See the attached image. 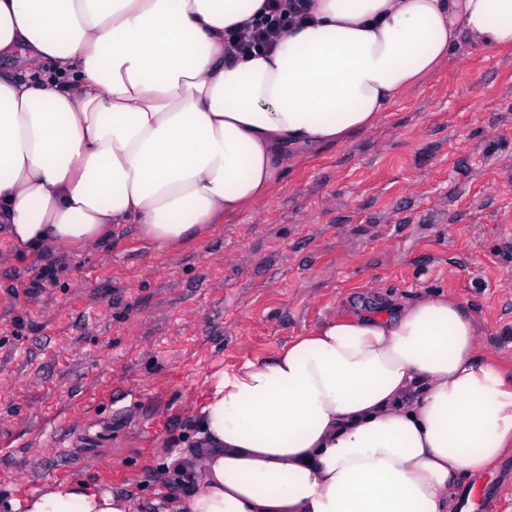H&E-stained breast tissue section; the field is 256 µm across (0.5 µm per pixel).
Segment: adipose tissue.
I'll return each instance as SVG.
<instances>
[{
	"instance_id": "ef3b65f1",
	"label": "adipose tissue",
	"mask_w": 512,
	"mask_h": 512,
	"mask_svg": "<svg viewBox=\"0 0 512 512\" xmlns=\"http://www.w3.org/2000/svg\"><path fill=\"white\" fill-rule=\"evenodd\" d=\"M265 0H0V232L79 248L117 224L162 246L263 201L288 156L345 143L460 33L512 47V0H310L268 54L224 31ZM476 322L429 296L327 321L223 373L162 512H450L462 475L512 448V385ZM23 512H134L77 482Z\"/></svg>"
}]
</instances>
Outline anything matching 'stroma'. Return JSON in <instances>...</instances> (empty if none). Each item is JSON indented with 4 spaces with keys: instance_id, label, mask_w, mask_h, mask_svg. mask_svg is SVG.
I'll return each instance as SVG.
<instances>
[{
    "instance_id": "stroma-1",
    "label": "stroma",
    "mask_w": 512,
    "mask_h": 512,
    "mask_svg": "<svg viewBox=\"0 0 512 512\" xmlns=\"http://www.w3.org/2000/svg\"><path fill=\"white\" fill-rule=\"evenodd\" d=\"M432 294L512 377V49L465 37L373 127L296 156L199 238L161 248L121 224L32 258L0 239V512L77 480L157 512L221 372ZM450 493L457 512H512V450Z\"/></svg>"
}]
</instances>
